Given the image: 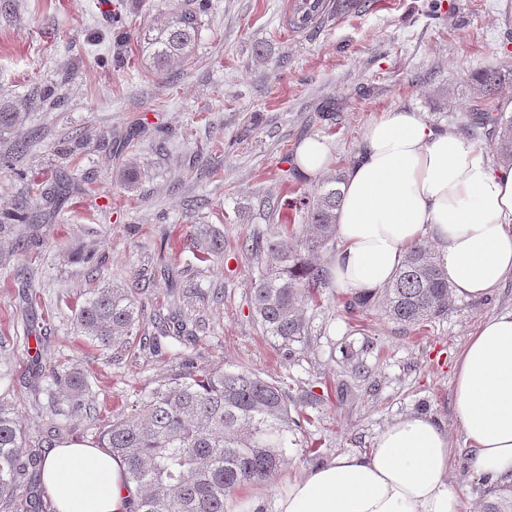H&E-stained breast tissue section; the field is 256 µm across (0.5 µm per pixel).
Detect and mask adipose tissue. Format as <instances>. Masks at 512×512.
<instances>
[{"label":"adipose tissue","mask_w":512,"mask_h":512,"mask_svg":"<svg viewBox=\"0 0 512 512\" xmlns=\"http://www.w3.org/2000/svg\"><path fill=\"white\" fill-rule=\"evenodd\" d=\"M330 266L353 293L384 288L410 246L430 239L455 296L490 295L512 276V166L491 164L454 128L419 111L383 113L344 178ZM454 415L478 475L512 476V312L482 322L454 368ZM442 424L401 416L365 454L315 467L276 497L273 512H459ZM42 480L57 512H130L138 495L121 462L89 443L55 448Z\"/></svg>","instance_id":"ef3b65f1"}]
</instances>
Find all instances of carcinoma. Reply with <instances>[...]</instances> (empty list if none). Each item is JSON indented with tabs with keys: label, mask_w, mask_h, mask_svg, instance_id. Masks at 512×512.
<instances>
[{
	"label": "carcinoma",
	"mask_w": 512,
	"mask_h": 512,
	"mask_svg": "<svg viewBox=\"0 0 512 512\" xmlns=\"http://www.w3.org/2000/svg\"><path fill=\"white\" fill-rule=\"evenodd\" d=\"M209 0H187L185 8L163 25L149 27L138 39L151 63L164 69L193 51L201 17ZM307 0H294L288 26L300 28ZM512 71L499 67L477 71L474 90L481 103L467 113L462 125L472 139L491 140L497 160L512 166V115L491 111L493 99ZM27 111L24 100L0 103V132L22 126ZM341 176L326 177L317 191L291 201L267 198L265 217L279 216L278 230L252 236L257 275L251 292L255 319L266 336L281 347L305 342L309 336L305 308L320 289L328 287L319 253L336 239L337 210L342 201ZM185 245L198 259H224V232L212 224H196ZM451 287L439 256L416 243L390 284L370 295L346 299L350 311L379 306L392 321L418 326L448 312ZM141 312L127 288L101 287L78 310L79 333L102 350H126L140 335ZM158 319V335L178 336L183 325ZM62 396H79L83 379L77 371L65 374L52 368L48 374ZM288 391L242 365L212 372L191 368L155 388L130 405L122 418L106 423L99 444L119 459L127 482L139 491L135 512H228L239 509L243 486L270 480L286 462L296 421L291 415ZM25 434L18 416L0 404V502L12 505L27 483L30 469L45 458L34 449L24 452ZM483 512H512V483L489 489Z\"/></svg>",
	"instance_id": "carcinoma-1"
}]
</instances>
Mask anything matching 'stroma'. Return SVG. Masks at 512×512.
Returning a JSON list of instances; mask_svg holds the SVG:
<instances>
[{"label": "stroma", "mask_w": 512, "mask_h": 512, "mask_svg": "<svg viewBox=\"0 0 512 512\" xmlns=\"http://www.w3.org/2000/svg\"><path fill=\"white\" fill-rule=\"evenodd\" d=\"M291 3L210 0L191 55L158 72L134 34L183 0H111L129 33L121 44L96 0H0V99L64 90L57 105L29 109L27 153H16L15 135L0 136V157L12 159L0 169V213L32 206L55 183L79 186L36 240L23 223L0 233V402L14 407L29 446L93 443L104 420L186 365H244L287 387L302 424L282 472L244 496L269 510L310 469L369 452L387 424L423 413L448 431L460 512H481L487 484L470 470L454 417L453 366L482 321L512 311V277L489 297L452 298L447 316L419 328L378 308L347 313V291L333 285L306 310L308 341L284 349L249 312L257 263L242 243L270 229L262 198L318 189L291 171L303 141L322 140L342 175L383 112L413 109L459 127L477 102L472 75L512 67V0H440L435 17L430 0H370L328 7L301 31L284 24ZM132 162L133 185L123 178ZM196 224L223 231V263L185 248ZM108 283L141 300L146 333L173 308L206 327L113 360L76 327L84 300ZM57 366L84 374L78 404L49 396Z\"/></svg>", "instance_id": "stroma-1"}]
</instances>
